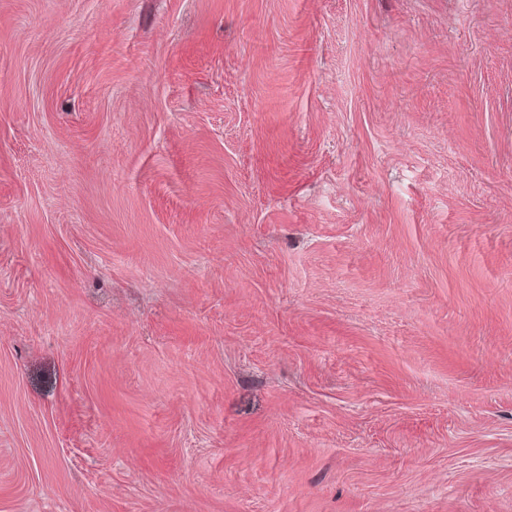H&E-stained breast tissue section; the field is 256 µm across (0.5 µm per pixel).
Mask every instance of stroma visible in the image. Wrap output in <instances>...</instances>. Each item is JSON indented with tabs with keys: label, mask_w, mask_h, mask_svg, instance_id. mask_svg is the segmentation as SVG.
I'll use <instances>...</instances> for the list:
<instances>
[{
	"label": "stroma",
	"mask_w": 512,
	"mask_h": 512,
	"mask_svg": "<svg viewBox=\"0 0 512 512\" xmlns=\"http://www.w3.org/2000/svg\"><path fill=\"white\" fill-rule=\"evenodd\" d=\"M0 512H512V0H0Z\"/></svg>",
	"instance_id": "stroma-1"
}]
</instances>
